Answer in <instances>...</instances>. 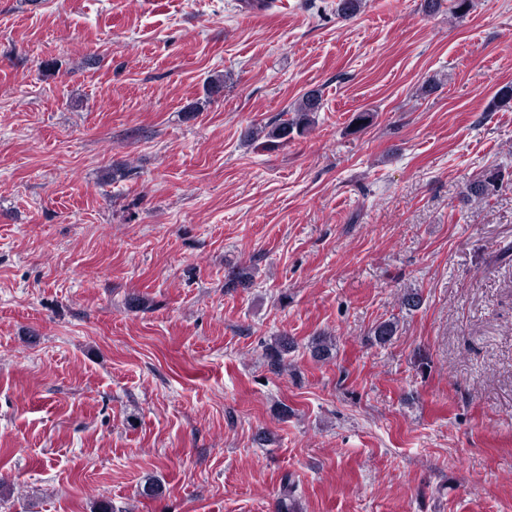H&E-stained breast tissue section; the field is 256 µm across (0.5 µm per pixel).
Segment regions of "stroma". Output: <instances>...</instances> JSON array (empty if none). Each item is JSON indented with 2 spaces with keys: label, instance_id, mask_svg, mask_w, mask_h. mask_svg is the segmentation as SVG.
<instances>
[{
  "label": "stroma",
  "instance_id": "1",
  "mask_svg": "<svg viewBox=\"0 0 512 512\" xmlns=\"http://www.w3.org/2000/svg\"><path fill=\"white\" fill-rule=\"evenodd\" d=\"M336 3L0 0V512H512V0ZM321 95L317 90H310L302 95L292 110L293 116L279 119L272 123L266 133L267 145L288 143L295 135H302L313 121L314 112H318ZM500 182L501 174L499 171L486 172L481 179L467 186V197L479 201L485 200L497 191Z\"/></svg>",
  "mask_w": 512,
  "mask_h": 512
}]
</instances>
